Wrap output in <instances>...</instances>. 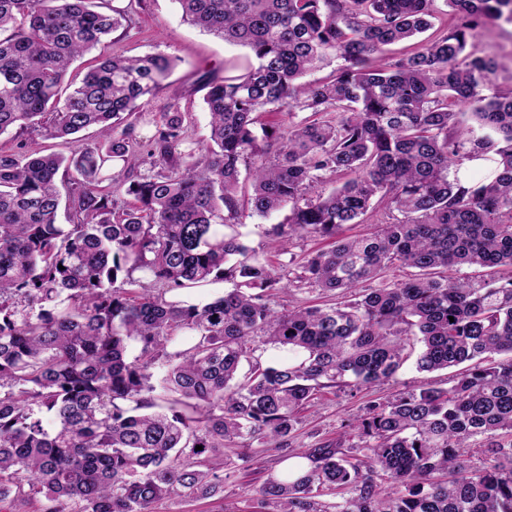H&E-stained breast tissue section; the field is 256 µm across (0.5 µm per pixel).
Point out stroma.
Instances as JSON below:
<instances>
[{
    "instance_id": "35a3bbf8",
    "label": "stroma",
    "mask_w": 512,
    "mask_h": 512,
    "mask_svg": "<svg viewBox=\"0 0 512 512\" xmlns=\"http://www.w3.org/2000/svg\"><path fill=\"white\" fill-rule=\"evenodd\" d=\"M98 3L106 10L115 7L126 10L132 19V28L126 35L114 33L105 44L75 63L71 70L72 78L81 79L89 67L103 56L167 55L173 59L175 68L165 85L150 97L143 109L151 113H183L186 140L206 143L210 128L203 103L204 77L210 72L222 76L244 73L250 59L248 48L224 43L222 39L185 21L178 0H98ZM471 48L476 52L496 55L500 67L493 85L502 90L512 88V23L502 20L485 23ZM96 141L95 132L91 129L66 140L47 139L38 132H30L20 138L5 134L0 136V154H15L23 148L68 156ZM282 219L279 213L262 218L246 212L240 219L239 230L252 248L262 254L278 273L284 274L295 270L312 251L324 248L326 242L310 237L288 241L276 238L271 228ZM451 376L448 370L420 373L408 363L400 370L396 381L385 386L364 388L353 396L325 390L316 405L302 413L290 443L295 448H310L341 438L344 424L363 415L370 401L385 399L426 383L444 386ZM224 455L229 465L224 472L223 501L165 499L156 504V512H254L253 490L283 467L282 451H265L260 445L250 446L242 440L226 446Z\"/></svg>"
}]
</instances>
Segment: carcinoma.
Here are the masks:
<instances>
[{"label": "carcinoma", "mask_w": 512, "mask_h": 512, "mask_svg": "<svg viewBox=\"0 0 512 512\" xmlns=\"http://www.w3.org/2000/svg\"><path fill=\"white\" fill-rule=\"evenodd\" d=\"M178 2L253 59L207 79L200 156L179 149L178 112L153 120L147 144L132 135L128 118L172 73L167 56L105 57L69 80L74 61L129 33L125 11L0 0V136L95 127L104 139L70 156L0 155V505L21 512L41 495L45 512H153L211 498L224 492L225 443L247 439L307 462L255 490L266 512H512V277L444 275L512 269V90L491 88L495 56L467 50L482 22L512 21V0H445L461 23L379 66L431 26L435 0ZM332 59L331 81H301ZM272 106L316 119L266 127L258 114ZM465 161L487 173L462 181ZM113 162L121 173L104 186ZM243 168L253 213L288 208L281 238L333 239L291 279L235 229ZM332 174L348 179L326 193ZM117 189L134 204L117 207ZM380 205L389 221L375 232L339 236ZM395 263L416 274L363 287ZM137 271L147 286L132 287ZM223 280L232 287L213 302L167 298ZM303 286L351 299L275 308ZM185 329L194 344L169 351ZM261 345L292 357L264 364ZM413 354L421 372L478 364L371 402L346 424L356 455L341 439L288 447L322 390L387 382ZM485 435L474 468L463 448Z\"/></svg>", "instance_id": "obj_1"}]
</instances>
